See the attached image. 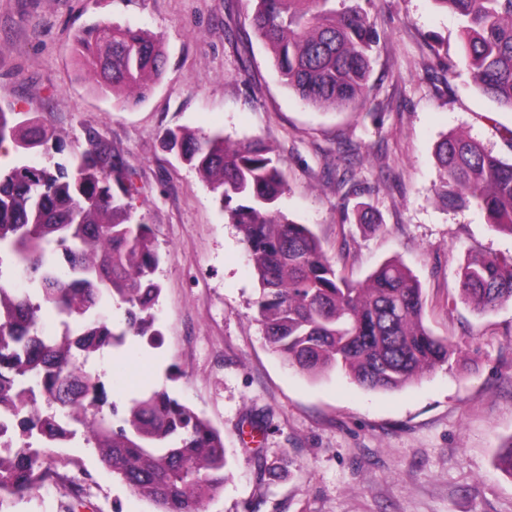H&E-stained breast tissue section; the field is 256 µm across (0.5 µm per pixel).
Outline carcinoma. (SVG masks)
Returning a JSON list of instances; mask_svg holds the SVG:
<instances>
[{"instance_id":"1","label":"carcinoma","mask_w":512,"mask_h":512,"mask_svg":"<svg viewBox=\"0 0 512 512\" xmlns=\"http://www.w3.org/2000/svg\"><path fill=\"white\" fill-rule=\"evenodd\" d=\"M251 25L273 50L288 89L316 107L346 108L365 94L379 34L348 0H253ZM460 19V64L489 99L512 109V0H434ZM78 63L101 78L97 89L133 92L139 100L164 72L166 57L147 32L109 21L75 34ZM54 133L28 112H0V149L15 162L0 168V262L34 285L27 292L0 282V414L21 436L62 441L70 424L86 429L100 463L155 512H202L224 487V439L209 420L165 389L144 391L119 406L99 403L91 364L127 337L151 342L161 285L151 226L133 217L132 172L96 130L66 163L33 160ZM162 147L207 182L239 227L258 277L255 301L269 345L307 374L348 373L370 390H397L425 369L447 364L455 346L423 323L418 281L397 260L364 283L350 281L306 224L280 214L287 191L281 159L257 140L231 145L224 133L167 128ZM442 171L438 199L481 211L512 236V162L479 142L446 134L435 146ZM462 299L479 313L512 301V263L494 255L462 267ZM112 299L123 327L98 313ZM53 310L64 332L39 331ZM52 473L28 442L0 455V496L41 487Z\"/></svg>"}]
</instances>
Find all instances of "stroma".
<instances>
[{
  "label": "stroma",
  "mask_w": 512,
  "mask_h": 512,
  "mask_svg": "<svg viewBox=\"0 0 512 512\" xmlns=\"http://www.w3.org/2000/svg\"><path fill=\"white\" fill-rule=\"evenodd\" d=\"M251 10L250 0H0V110L53 127L55 162L80 150L87 129L108 139L134 173V213L161 255V336L97 356L106 401L163 388L221 432L229 477L206 512H512V475L498 465L512 444V302L480 314L459 295L462 264L512 258V236L437 201L434 156L455 132L512 161V110L459 67L460 21L434 0H371L380 40L370 79L341 110L304 104L281 83ZM98 20L161 40L167 65L146 99L100 93L82 75L72 38ZM176 126L272 149L287 183L281 211L354 281L402 262L420 283L425 326L456 347L450 363L395 391L289 366L258 320L239 228L160 144ZM365 205L379 228L359 222ZM45 455L53 478L1 497L0 512H154L102 467L83 430ZM260 458L274 476L258 478Z\"/></svg>",
  "instance_id": "stroma-1"
}]
</instances>
